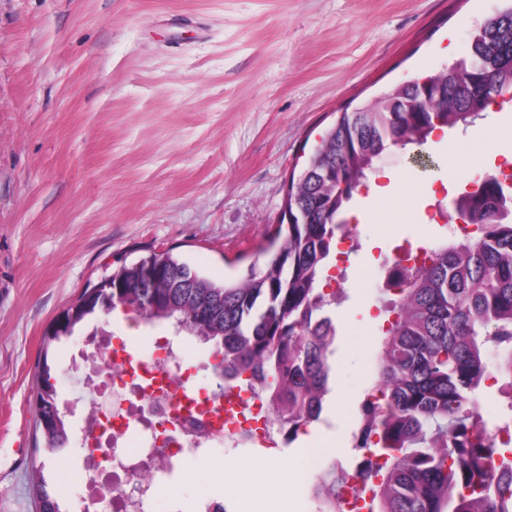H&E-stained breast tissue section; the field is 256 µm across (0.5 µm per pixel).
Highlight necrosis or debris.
<instances>
[{
    "instance_id": "4bbe7bcc",
    "label": "necrosis or debris",
    "mask_w": 512,
    "mask_h": 512,
    "mask_svg": "<svg viewBox=\"0 0 512 512\" xmlns=\"http://www.w3.org/2000/svg\"><path fill=\"white\" fill-rule=\"evenodd\" d=\"M94 365L104 371L119 401L106 409L95 400L87 404V432L99 447L111 449L112 465L87 466L83 482L91 493L110 488L112 512H152L162 474L185 456L216 445L257 448L310 429L306 423L283 425L257 384L237 385L230 409L221 393L194 391L176 336L162 337L140 360L110 337H100Z\"/></svg>"
}]
</instances>
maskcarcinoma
I'll return each mask as SVG.
<instances>
[{"mask_svg":"<svg viewBox=\"0 0 512 512\" xmlns=\"http://www.w3.org/2000/svg\"><path fill=\"white\" fill-rule=\"evenodd\" d=\"M473 83L481 93L462 105L432 88ZM512 101V5L487 19L470 47V60L393 87L373 101L340 113L296 178L263 265L216 283L171 251H152L112 271V287L100 288L77 320L58 323L43 350L95 313L117 309L152 325L210 344L224 373L262 372L276 415L289 424L303 418L307 402L323 407L332 366L336 326L326 309L325 275L344 214L367 185L381 157L393 149L422 146L442 128L467 127L496 102ZM453 203L467 207L476 230L428 250L420 266L394 265L386 275L392 319L383 328L376 385L362 412L374 427L368 446L375 462L368 512H512V478L494 480L489 464L499 449L482 436L474 410L485 383L489 353L512 387V185L491 175ZM51 367L43 358L36 404L58 409ZM67 419L42 433L47 448L65 446ZM331 463L313 494L340 512ZM39 512H61L43 481L35 483Z\"/></svg>","mask_w":512,"mask_h":512,"instance_id":"carcinoma-1","label":"carcinoma"}]
</instances>
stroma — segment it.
<instances>
[{
  "label": "stroma",
  "mask_w": 512,
  "mask_h": 512,
  "mask_svg": "<svg viewBox=\"0 0 512 512\" xmlns=\"http://www.w3.org/2000/svg\"><path fill=\"white\" fill-rule=\"evenodd\" d=\"M503 0H0V512H38L33 477L60 492L62 512H109L88 495L81 457L45 448L35 430L37 376L49 364L59 400L82 419L83 341L107 324L114 343L146 357L168 323L96 314L44 348L49 325L122 263L173 250L214 281L239 275L281 220L302 169L336 114L402 81L468 57L474 29ZM512 103L491 106L444 141L393 150L377 183L433 181L434 197L392 211L360 191L354 246L334 257L343 291L330 392L308 436L271 448L212 449L165 475L153 512L226 500L249 512L240 464L269 462L317 477L363 454L353 422L375 378L385 260L446 238L437 215L473 184L449 178L457 140L494 139L503 165ZM335 456L309 453L311 441Z\"/></svg>",
  "instance_id": "stroma-1"
}]
</instances>
